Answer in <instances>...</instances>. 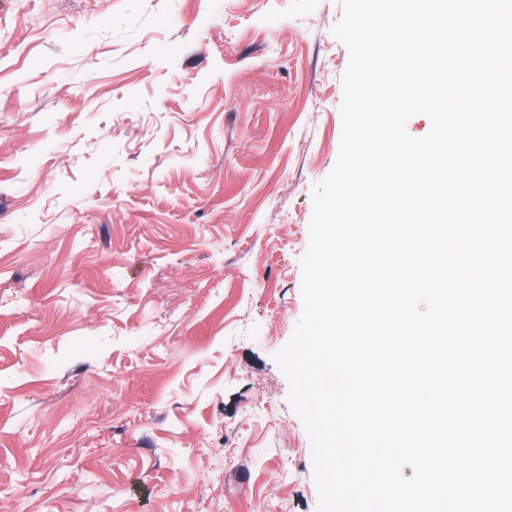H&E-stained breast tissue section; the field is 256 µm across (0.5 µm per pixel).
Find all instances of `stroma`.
<instances>
[{"label": "stroma", "mask_w": 512, "mask_h": 512, "mask_svg": "<svg viewBox=\"0 0 512 512\" xmlns=\"http://www.w3.org/2000/svg\"><path fill=\"white\" fill-rule=\"evenodd\" d=\"M340 0H0V512H317L274 356Z\"/></svg>", "instance_id": "35a3bbf8"}]
</instances>
